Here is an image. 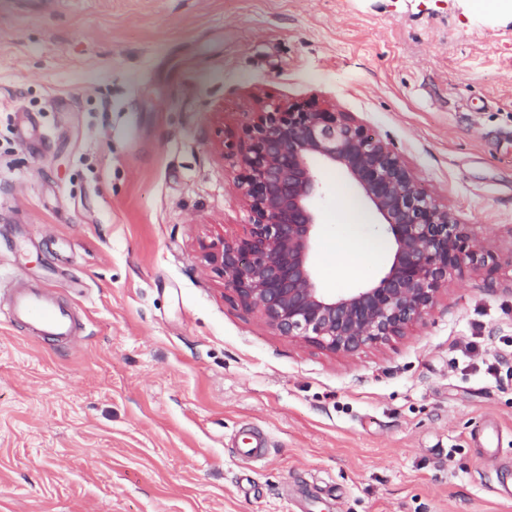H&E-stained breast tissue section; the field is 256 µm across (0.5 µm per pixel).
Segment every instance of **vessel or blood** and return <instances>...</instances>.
Returning a JSON list of instances; mask_svg holds the SVG:
<instances>
[{"label":"vessel or blood","mask_w":512,"mask_h":512,"mask_svg":"<svg viewBox=\"0 0 512 512\" xmlns=\"http://www.w3.org/2000/svg\"><path fill=\"white\" fill-rule=\"evenodd\" d=\"M9 280L7 300L0 305L1 320L45 344H69L77 340L81 327L52 289L22 287L19 276L14 273Z\"/></svg>","instance_id":"obj_1"}]
</instances>
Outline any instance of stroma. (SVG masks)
I'll use <instances>...</instances> for the list:
<instances>
[{"label": "stroma", "instance_id": "35a3bbf8", "mask_svg": "<svg viewBox=\"0 0 512 512\" xmlns=\"http://www.w3.org/2000/svg\"><path fill=\"white\" fill-rule=\"evenodd\" d=\"M331 103L492 258L410 335L278 336L203 258L248 221L243 125ZM322 287L356 188L321 169ZM0 269L83 343L0 321V512H512V12L494 0H0ZM262 436L259 461L240 448Z\"/></svg>", "mask_w": 512, "mask_h": 512}]
</instances>
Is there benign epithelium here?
I'll list each match as a JSON object with an SVG mask.
<instances>
[{
	"label": "benign epithelium",
	"mask_w": 512,
	"mask_h": 512,
	"mask_svg": "<svg viewBox=\"0 0 512 512\" xmlns=\"http://www.w3.org/2000/svg\"><path fill=\"white\" fill-rule=\"evenodd\" d=\"M244 135L237 188L248 224L212 244L206 260L276 334L344 356L385 345L429 314L455 272L485 267L481 245L448 205L417 188L401 158L350 113L274 102ZM322 167L356 187L391 239L379 278L338 293L319 286L312 262Z\"/></svg>",
	"instance_id": "obj_1"
}]
</instances>
